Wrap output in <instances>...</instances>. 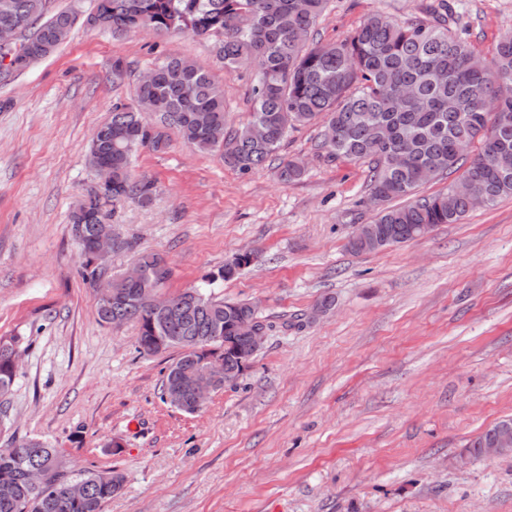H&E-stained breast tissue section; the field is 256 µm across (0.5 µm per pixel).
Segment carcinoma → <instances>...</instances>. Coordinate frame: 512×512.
<instances>
[{
	"label": "carcinoma",
	"mask_w": 512,
	"mask_h": 512,
	"mask_svg": "<svg viewBox=\"0 0 512 512\" xmlns=\"http://www.w3.org/2000/svg\"><path fill=\"white\" fill-rule=\"evenodd\" d=\"M54 0H0V27L38 23L23 35L19 68L28 69L50 56L67 39L78 19L73 10L52 9ZM85 17L112 35L141 29L215 38L216 57L224 67L254 69L251 119L237 130L226 128L224 92L210 70L195 61L167 57L153 67L154 77L137 86L132 103L113 104L105 122L110 135L89 151L92 168L112 172L110 194L100 199L91 187L77 203L71 220L83 225L80 253L92 243L96 224L114 216L125 203L146 206L157 192L155 180L136 176L133 159L142 148L161 152L175 129L197 151L218 154L224 165L246 173L262 169L288 138V132L313 122L322 124L318 149L332 160H366L371 166L374 220L349 241L352 251L372 252L367 233L396 246L414 238L421 224H456L471 210L465 195H416L438 176L461 172L459 179L488 198V205L512 195V172L503 175L498 158L512 152V30L499 36L491 60L479 56L464 33L453 27L448 0L425 5L428 17L400 23L374 13L345 40L309 44L327 8V0H94ZM411 87L414 95L403 89ZM454 108H448V102ZM406 157L402 168L389 166V155ZM305 169L299 161L277 168L280 180L294 182ZM410 199L393 206L397 199ZM138 264L150 282L166 286L171 270L162 258L142 252ZM242 264L228 265L170 299L164 314H153L141 298V284L112 283V304L96 305L100 322L133 323L144 355L179 349L168 367L161 396L188 391L184 372L214 357L218 390L243 375L240 352L247 346L248 325L272 328L257 306L226 300L208 291L218 281L238 276ZM21 337L0 336V416L6 417L19 365L14 355ZM230 371L224 380V371ZM491 426L465 448L482 457ZM36 437L11 435L0 445V512H102L118 494L124 476L84 469L60 471L52 465L58 450ZM42 468L46 478L35 490L27 472ZM84 482L81 499L71 500L68 482Z\"/></svg>",
	"instance_id": "carcinoma-1"
}]
</instances>
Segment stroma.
Here are the masks:
<instances>
[{"label":"stroma","mask_w":512,"mask_h":512,"mask_svg":"<svg viewBox=\"0 0 512 512\" xmlns=\"http://www.w3.org/2000/svg\"><path fill=\"white\" fill-rule=\"evenodd\" d=\"M450 2L491 57L512 0ZM378 10L424 15L423 0H329L313 39L341 41ZM168 55L208 67L228 126L247 123L250 72L224 69L212 41L189 34L116 38L80 22L0 83V336L23 339L9 431L46 440L75 468L122 473L103 512H512V457L459 461L512 416V196L356 254L348 241L375 216L370 166L318 151L320 124L279 150L305 165L290 183L271 167L234 171L173 131L167 150L134 160L158 192L118 207L121 239L167 261L170 294L256 251L213 291L258 303L273 327L236 384L187 414L161 399L178 350L140 354L134 325L99 322L70 214L97 180L95 128ZM118 58L127 73L116 82ZM324 297L331 308L313 314Z\"/></svg>","instance_id":"stroma-1"}]
</instances>
